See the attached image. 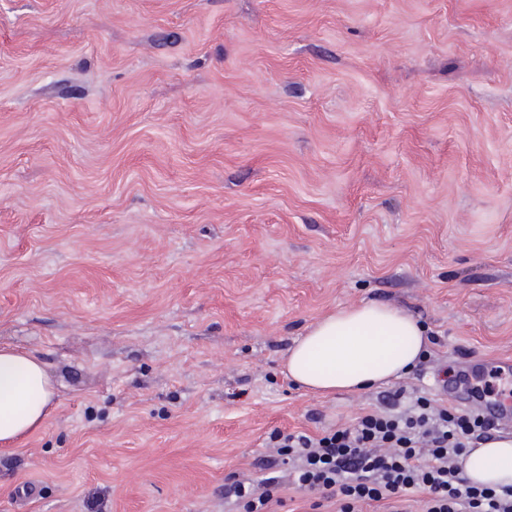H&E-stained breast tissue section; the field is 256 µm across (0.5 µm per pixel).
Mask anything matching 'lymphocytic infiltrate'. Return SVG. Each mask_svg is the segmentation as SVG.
Returning <instances> with one entry per match:
<instances>
[{
    "label": "lymphocytic infiltrate",
    "instance_id": "lymphocytic-infiltrate-1",
    "mask_svg": "<svg viewBox=\"0 0 512 512\" xmlns=\"http://www.w3.org/2000/svg\"><path fill=\"white\" fill-rule=\"evenodd\" d=\"M492 429L477 410L398 382L351 424L316 433H273L257 462L266 477H229L224 495L243 502L246 512H268L281 490L321 493L335 500L336 512H361L372 503L386 512H406L410 500L422 512H512V485H473L459 464ZM282 457L283 469L277 466ZM273 467L278 475H270Z\"/></svg>",
    "mask_w": 512,
    "mask_h": 512
}]
</instances>
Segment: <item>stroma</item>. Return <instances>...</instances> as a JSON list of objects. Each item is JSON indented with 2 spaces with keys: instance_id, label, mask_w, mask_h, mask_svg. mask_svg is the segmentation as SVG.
I'll use <instances>...</instances> for the list:
<instances>
[{
  "instance_id": "1",
  "label": "stroma",
  "mask_w": 512,
  "mask_h": 512,
  "mask_svg": "<svg viewBox=\"0 0 512 512\" xmlns=\"http://www.w3.org/2000/svg\"><path fill=\"white\" fill-rule=\"evenodd\" d=\"M382 300L425 387L512 363V0H0V347L43 428L0 512H244L282 370Z\"/></svg>"
}]
</instances>
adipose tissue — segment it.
Returning a JSON list of instances; mask_svg holds the SVG:
<instances>
[{"label": "adipose tissue", "instance_id": "ef3b65f1", "mask_svg": "<svg viewBox=\"0 0 512 512\" xmlns=\"http://www.w3.org/2000/svg\"><path fill=\"white\" fill-rule=\"evenodd\" d=\"M428 345V328L418 317L369 301L337 309L308 326L287 347L284 365L304 390L323 396L357 394L407 376ZM53 398L52 380L37 355L0 348V446L40 430ZM460 465L474 485H512V435L480 442Z\"/></svg>", "mask_w": 512, "mask_h": 512}]
</instances>
